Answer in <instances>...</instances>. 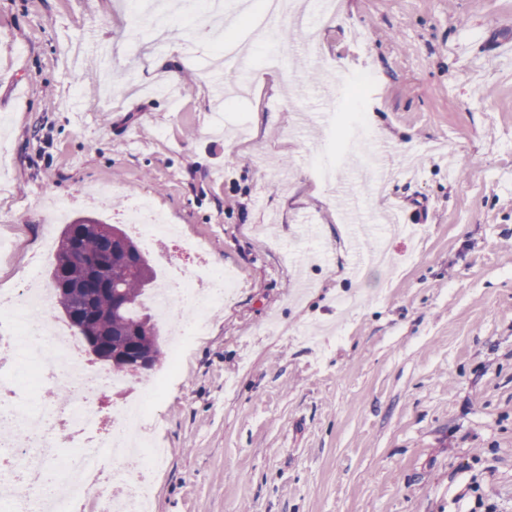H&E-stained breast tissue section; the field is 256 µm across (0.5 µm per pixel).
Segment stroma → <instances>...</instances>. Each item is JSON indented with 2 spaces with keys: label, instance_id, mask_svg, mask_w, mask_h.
I'll list each match as a JSON object with an SVG mask.
<instances>
[{
  "label": "stroma",
  "instance_id": "obj_1",
  "mask_svg": "<svg viewBox=\"0 0 512 512\" xmlns=\"http://www.w3.org/2000/svg\"><path fill=\"white\" fill-rule=\"evenodd\" d=\"M222 26L176 11L158 39L127 0H0V290L59 238L57 209L113 224L145 192L183 231L178 268L199 240L242 279L179 370L162 355L102 405L173 378L152 512H512V0H342L312 54L284 44L267 69L254 45L245 97L213 89ZM355 105L393 148L380 194L336 142ZM350 190L363 249L384 215L418 229L358 277Z\"/></svg>",
  "mask_w": 512,
  "mask_h": 512
}]
</instances>
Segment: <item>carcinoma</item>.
I'll list each match as a JSON object with an SVG mask.
<instances>
[{
    "label": "carcinoma",
    "instance_id": "cac0c4a2",
    "mask_svg": "<svg viewBox=\"0 0 512 512\" xmlns=\"http://www.w3.org/2000/svg\"><path fill=\"white\" fill-rule=\"evenodd\" d=\"M110 228L112 225L93 217H79L65 225L60 235L51 277H56L59 271L64 270L73 283L85 281L89 269L81 261V257L84 256L90 259L112 258V278H125L126 274L121 266L124 254L120 251V242L112 240V235L108 232ZM71 239L77 242L76 255L63 246L64 242ZM139 258L148 265L149 279L145 280L134 274L132 279L126 281L132 308L121 316L112 314V295L99 290L86 295L84 301L72 291L53 293L55 304L67 318L82 306L92 305L98 317L90 324V328L103 345L110 347L108 357L112 358L114 363V366L110 367V372L114 374L124 372L121 364L133 351H146L154 362L162 355L158 329L146 303L149 292L155 289L156 275L144 252H139Z\"/></svg>",
    "mask_w": 512,
    "mask_h": 512
}]
</instances>
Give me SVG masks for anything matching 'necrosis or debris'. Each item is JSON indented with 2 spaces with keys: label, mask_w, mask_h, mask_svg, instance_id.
Wrapping results in <instances>:
<instances>
[{
  "label": "necrosis or debris",
  "mask_w": 512,
  "mask_h": 512,
  "mask_svg": "<svg viewBox=\"0 0 512 512\" xmlns=\"http://www.w3.org/2000/svg\"><path fill=\"white\" fill-rule=\"evenodd\" d=\"M134 230L146 244L173 235L162 212L148 195L135 196L132 214ZM239 276L229 268L202 264L188 276L154 297L165 309L175 337L171 353L173 365L181 363L186 340L207 332L208 311L213 304L232 297ZM50 291L26 289L23 298L0 295V311L6 313L9 330L0 334V470L9 474L0 482V512H10L20 500L31 499L32 512H147L152 498V477L162 455L145 429L150 402L140 400L116 420L103 416L97 397L99 388L124 385V378L92 370L77 347L58 335L46 321L35 318L34 310L47 307ZM33 375L69 388L72 397L64 410L46 400L17 402L13 395L21 377ZM59 423L58 437L30 438L34 420ZM136 441L142 461L138 477H129L116 462L129 441ZM66 445V455H58V445ZM102 448L94 465H87L83 450L88 445ZM60 459L62 476L55 490L38 494L43 484L45 460Z\"/></svg>",
  "instance_id": "obj_1"
}]
</instances>
